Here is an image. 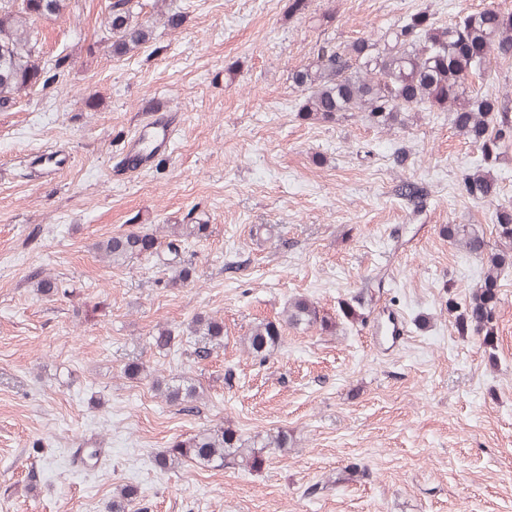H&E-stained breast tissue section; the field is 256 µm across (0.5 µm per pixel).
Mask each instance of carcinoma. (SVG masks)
Segmentation results:
<instances>
[{
	"label": "carcinoma",
	"instance_id": "obj_1",
	"mask_svg": "<svg viewBox=\"0 0 512 512\" xmlns=\"http://www.w3.org/2000/svg\"><path fill=\"white\" fill-rule=\"evenodd\" d=\"M68 7L69 0H0V111L13 108L21 94L33 90L37 74H43V89L64 75L67 56L41 60L35 24L62 15ZM139 15V0H110L100 23V41L112 55L124 56L152 39L153 21L142 20ZM483 48L487 55L480 57L476 50ZM492 52L504 60L512 58V13L489 7L450 25H440L428 12L419 11L392 28L381 48L365 39L346 44L333 38L317 41L312 59L294 71L293 81L306 91L302 112L319 122L333 123L347 112H364L379 128L391 131L406 127L413 112L449 109L454 112L457 130L478 145L484 163L489 164L497 162L503 148L512 142V101L478 95L469 83L470 76L484 69ZM463 184L472 200L490 201L492 187L484 175L467 173ZM395 192L415 210L426 204L427 191L414 181H400ZM205 231L204 224L177 227V238L167 243L170 276L164 286L190 279L194 268L187 239ZM447 232L466 253L485 265L465 313L456 320L457 331H483L489 336L498 270L512 260V211L497 217L499 245L494 250L472 228L454 224ZM97 250L117 264L134 254H153L156 238L131 232L98 242ZM336 326L337 320L321 314L315 302L297 297L288 302L280 320L254 322L241 343L254 360L263 363L282 345L285 328L316 327L331 332ZM189 332L197 337L191 352L197 359L209 357L224 344V322L216 317H195ZM122 372L131 380L150 379L140 360L126 363ZM151 383L172 404L186 406L199 397L197 386L189 381L156 378ZM289 443L285 430L245 439L233 427L220 426L178 441L157 455L154 465L161 471L187 462L212 467L245 465L259 470L270 449L286 451ZM135 498L130 488L116 489L112 512H131Z\"/></svg>",
	"mask_w": 512,
	"mask_h": 512
}]
</instances>
